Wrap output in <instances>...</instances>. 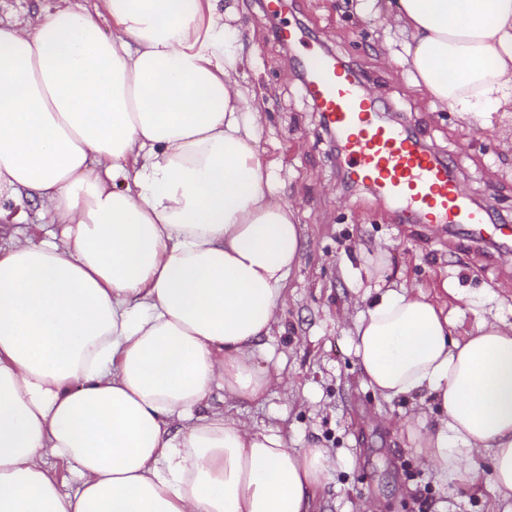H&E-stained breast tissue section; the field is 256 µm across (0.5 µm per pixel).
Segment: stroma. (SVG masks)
Wrapping results in <instances>:
<instances>
[{"label": "stroma", "mask_w": 512, "mask_h": 512, "mask_svg": "<svg viewBox=\"0 0 512 512\" xmlns=\"http://www.w3.org/2000/svg\"><path fill=\"white\" fill-rule=\"evenodd\" d=\"M234 6L235 25L253 54L245 80L267 114L259 131L263 156L301 227L281 328L256 353L259 364L280 372L292 388L272 385L262 402L245 405L242 418L279 428L289 447L314 440L326 448L334 470L317 494L319 512H361L367 501L375 512H489V458L477 461L482 481L435 484L408 442L416 409L367 384L353 351L352 318L365 305L368 281L360 269L382 250L387 287L447 292L458 336L481 319L512 324V253L460 228L402 219L390 204L364 195L348 179L336 138L291 62L300 45L282 44L274 29L289 22L321 53L356 63L393 123L452 158L453 175L471 202L511 227L512 118L423 105L403 59V36L375 16H359L352 0H235Z\"/></svg>", "instance_id": "1"}]
</instances>
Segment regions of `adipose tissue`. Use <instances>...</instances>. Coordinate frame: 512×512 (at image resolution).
<instances>
[{
	"mask_svg": "<svg viewBox=\"0 0 512 512\" xmlns=\"http://www.w3.org/2000/svg\"><path fill=\"white\" fill-rule=\"evenodd\" d=\"M100 2L0 21V512H310L325 449L209 404L265 397L255 352L300 256L240 80L252 57L236 10ZM384 23L409 38L432 106L512 112V0H399ZM447 307L375 286L354 352L381 396L442 411L408 433L440 484L489 456L498 510L512 499V325L457 339Z\"/></svg>",
	"mask_w": 512,
	"mask_h": 512,
	"instance_id": "obj_1",
	"label": "adipose tissue"
}]
</instances>
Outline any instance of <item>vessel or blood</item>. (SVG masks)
<instances>
[{"instance_id": "1", "label": "vessel or blood", "mask_w": 512, "mask_h": 512, "mask_svg": "<svg viewBox=\"0 0 512 512\" xmlns=\"http://www.w3.org/2000/svg\"><path fill=\"white\" fill-rule=\"evenodd\" d=\"M297 63L356 185L396 205L403 217L420 215L432 224L460 226L472 235L490 236L500 250L512 252V232L502 231L489 210L471 203L450 161L383 118L351 65L314 51Z\"/></svg>"}]
</instances>
